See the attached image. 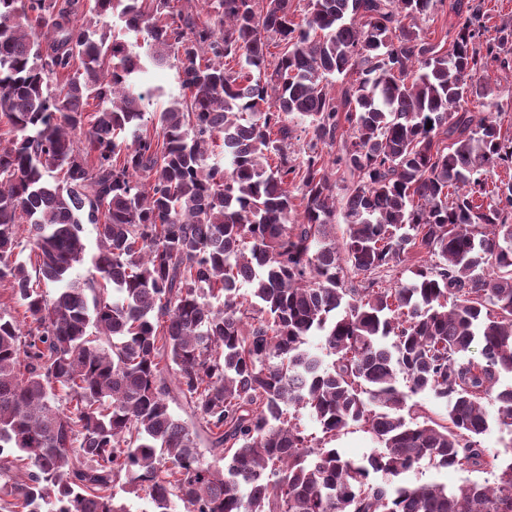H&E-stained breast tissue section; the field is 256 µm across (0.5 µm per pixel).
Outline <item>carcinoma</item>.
I'll return each mask as SVG.
<instances>
[{
  "mask_svg": "<svg viewBox=\"0 0 512 512\" xmlns=\"http://www.w3.org/2000/svg\"><path fill=\"white\" fill-rule=\"evenodd\" d=\"M436 2L309 0L297 22L293 0H0V282L28 319L0 312V512H129L119 483L152 512H512V456L480 440L512 437V179L487 183L512 136L463 107L512 21L489 36L455 0L446 52L417 26ZM171 56L184 97L151 135L136 76ZM418 249L437 261L382 287ZM426 391L443 422L402 414ZM352 424L377 443L359 461L328 446ZM489 457L491 484L403 479ZM341 171L336 174V220L332 226V235L336 238V241L341 242L343 236L345 235L346 224H344L343 214L341 210V199L346 193V186L349 185V177L345 175V180L343 181Z\"/></svg>",
  "mask_w": 512,
  "mask_h": 512,
  "instance_id": "obj_1",
  "label": "carcinoma"
}]
</instances>
